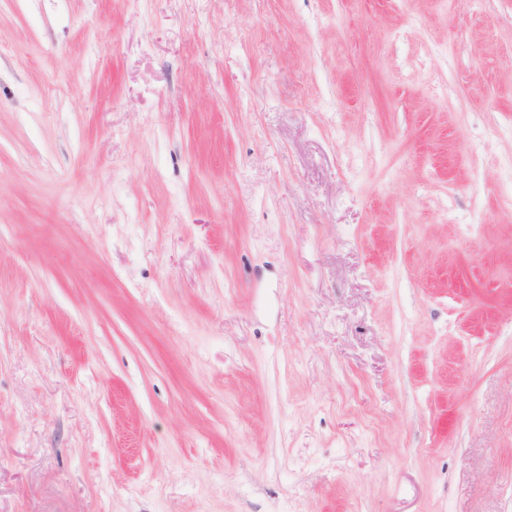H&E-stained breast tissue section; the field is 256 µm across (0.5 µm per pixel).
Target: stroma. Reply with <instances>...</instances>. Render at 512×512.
Here are the masks:
<instances>
[{
    "instance_id": "1",
    "label": "stroma",
    "mask_w": 512,
    "mask_h": 512,
    "mask_svg": "<svg viewBox=\"0 0 512 512\" xmlns=\"http://www.w3.org/2000/svg\"><path fill=\"white\" fill-rule=\"evenodd\" d=\"M512 0H0V512H512Z\"/></svg>"
}]
</instances>
